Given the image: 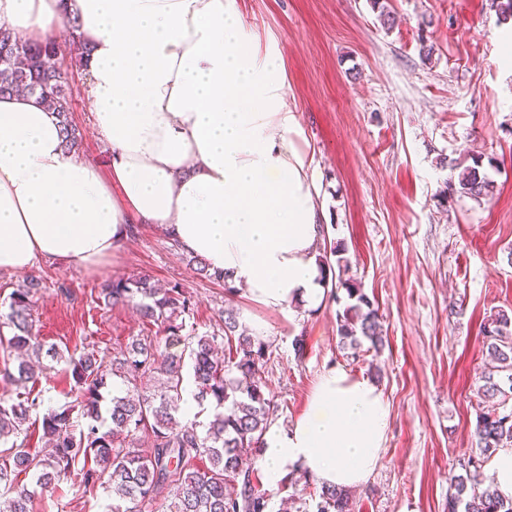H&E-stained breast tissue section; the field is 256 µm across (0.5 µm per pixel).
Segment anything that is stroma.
<instances>
[{
	"label": "stroma",
	"instance_id": "stroma-1",
	"mask_svg": "<svg viewBox=\"0 0 512 512\" xmlns=\"http://www.w3.org/2000/svg\"><path fill=\"white\" fill-rule=\"evenodd\" d=\"M388 6L397 18L389 29L370 0H235L248 34L283 68L286 104L299 124L293 140L313 158L326 243L343 247L341 277L360 283L377 308L381 351L341 348L346 292L311 309H269L241 292L227 300L222 282L198 274L178 242L149 224L135 225L111 262L93 272L48 260L28 274L0 272V312L16 288L39 277L36 333L75 352L92 344L114 354L146 329L132 306L98 302L106 282L147 273L179 283L194 297L190 324L200 334L218 331L219 311L233 304L239 321L266 327L271 429L290 430L329 367L382 388L391 408L387 440L375 472L351 491L354 512H448L451 478L476 452L482 326L498 310L512 314V60L505 58L512 22H502L494 0ZM425 43L433 47L427 60ZM58 62L83 132L79 149L109 176L108 153L90 133L87 75L70 52ZM477 157L495 182L489 200L455 189L461 166ZM59 280L70 297L57 295ZM245 464L273 512L295 490L306 512H316L318 485H273L256 458ZM110 502L101 490L82 500L51 491L38 497L36 512H107Z\"/></svg>",
	"mask_w": 512,
	"mask_h": 512
}]
</instances>
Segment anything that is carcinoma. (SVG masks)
I'll return each mask as SVG.
<instances>
[{
	"label": "carcinoma",
	"mask_w": 512,
	"mask_h": 512,
	"mask_svg": "<svg viewBox=\"0 0 512 512\" xmlns=\"http://www.w3.org/2000/svg\"><path fill=\"white\" fill-rule=\"evenodd\" d=\"M28 90L61 118L66 145H78L79 129L70 114L66 73L58 66L54 43L21 41L0 28V95ZM459 192L474 200L493 195L495 184L479 162L462 167ZM353 304L340 317L342 347L355 350L365 339L378 352L384 346L377 310L356 283L338 281ZM41 284L32 279L10 295L0 316V344L18 354L14 367L4 363L0 376L20 388L35 383V361L46 355L62 365L72 400L49 405L41 421L47 454L28 445L30 412L44 404L40 395L0 397V493L10 512H31L36 494L66 484L75 497L101 488L112 496L111 512H144L160 499L169 512H271L266 493L241 469L244 451L258 454L270 425L271 400L262 391L261 370L271 358L270 345L239 331L237 313L224 308L222 334L186 331L194 316L193 296L180 284L159 288L147 275L105 285L99 299L106 306L130 304L146 325L167 333L165 343L146 335L110 355L93 347L76 355L54 345L44 348L34 332L33 298ZM487 362L477 387L479 409L474 439L478 453L460 464L448 512H512V500L495 486H482L483 464L499 450L512 447V315L499 310L482 328ZM199 406L209 404L204 427L181 423L177 414L186 384ZM151 447H139L141 437ZM25 474L29 481L19 476ZM316 512H352L350 493L323 486Z\"/></svg>",
	"instance_id": "carcinoma-1"
}]
</instances>
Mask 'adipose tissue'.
I'll return each mask as SVG.
<instances>
[{"mask_svg":"<svg viewBox=\"0 0 512 512\" xmlns=\"http://www.w3.org/2000/svg\"><path fill=\"white\" fill-rule=\"evenodd\" d=\"M0 27L89 45L92 127L111 156L106 179L35 96L0 97V271L42 258L96 268L133 224H153L257 304L324 302L311 162L290 139L284 73L234 0H0ZM389 419L375 383L328 370L291 430L265 434L258 463L273 483L296 467L321 486H360Z\"/></svg>","mask_w":512,"mask_h":512,"instance_id":"1","label":"adipose tissue"}]
</instances>
